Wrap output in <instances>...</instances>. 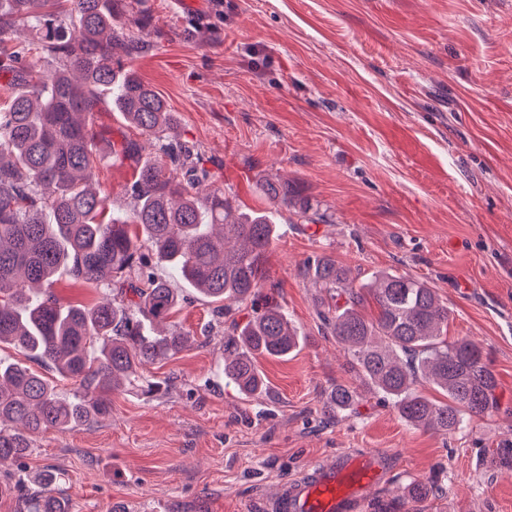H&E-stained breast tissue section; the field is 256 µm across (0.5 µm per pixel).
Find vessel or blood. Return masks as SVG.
<instances>
[{"label":"vessel or blood","instance_id":"b4317fda","mask_svg":"<svg viewBox=\"0 0 512 512\" xmlns=\"http://www.w3.org/2000/svg\"><path fill=\"white\" fill-rule=\"evenodd\" d=\"M392 464L384 452H339L292 481L275 512H359L370 490L386 480Z\"/></svg>","mask_w":512,"mask_h":512}]
</instances>
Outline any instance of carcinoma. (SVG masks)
I'll use <instances>...</instances> for the list:
<instances>
[{"instance_id": "carcinoma-1", "label": "carcinoma", "mask_w": 512, "mask_h": 512, "mask_svg": "<svg viewBox=\"0 0 512 512\" xmlns=\"http://www.w3.org/2000/svg\"><path fill=\"white\" fill-rule=\"evenodd\" d=\"M138 0H0V75L11 90L0 109V344L14 346L66 381L55 385L26 365L0 357V463L17 462L34 437L67 432L108 417L112 394L135 389L144 398L168 391L165 380L143 377L146 366L191 347L170 322L182 298L178 279L233 316L261 296L275 211L236 210L222 193L200 187L214 179L194 148L178 137L165 100L128 66L140 40L112 26ZM20 24L38 40L15 43ZM108 102L125 121L157 142L143 160L138 144L112 143V156L133 166L126 216L106 217L93 188L98 133L85 116ZM272 205L298 224H327L290 181L264 179ZM166 267L157 277L149 258ZM66 275L104 296L64 305L50 291ZM304 275L324 293L319 316L347 355L359 384L338 382L326 411L345 416L368 389L391 401L408 426L452 434L465 418L498 408L497 381L481 346L448 341V306L427 282L382 271L354 285L352 269L323 253ZM374 303L377 316L362 309ZM300 347L297 327L281 305L265 306L224 335V379L246 398L267 392L257 357L285 358ZM431 385L448 402L429 399ZM59 473L44 469L0 483L26 512H71L55 492ZM437 492L432 480L405 487L403 503Z\"/></svg>"}]
</instances>
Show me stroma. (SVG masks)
<instances>
[{
	"instance_id": "35a3bbf8",
	"label": "stroma",
	"mask_w": 512,
	"mask_h": 512,
	"mask_svg": "<svg viewBox=\"0 0 512 512\" xmlns=\"http://www.w3.org/2000/svg\"><path fill=\"white\" fill-rule=\"evenodd\" d=\"M114 24L145 41L130 65L179 118L241 208H268L260 178L298 185L326 224L289 223L280 208L263 292L302 338L288 359L263 358L268 394L247 398L223 374L225 323L190 287L174 320L194 346L148 366L163 398L114 395L112 414L39 435L0 481L58 471L72 512H268L308 466L348 449L393 455L388 479L360 512L436 477L442 494L414 512H512V0H144ZM108 155L120 137L143 157L153 137L117 112L94 113ZM128 163L101 162L95 188L125 212ZM330 253L358 281L392 271L427 281L451 316L448 340L480 344L499 405L449 435L408 427L363 392L339 420L323 413L335 383L355 381L303 276Z\"/></svg>"
}]
</instances>
